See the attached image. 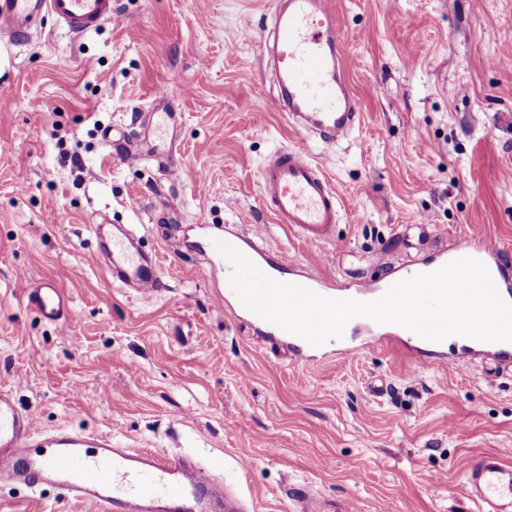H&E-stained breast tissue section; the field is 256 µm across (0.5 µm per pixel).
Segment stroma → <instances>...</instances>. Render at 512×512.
Masks as SVG:
<instances>
[{
    "instance_id": "35a3bbf8",
    "label": "stroma",
    "mask_w": 512,
    "mask_h": 512,
    "mask_svg": "<svg viewBox=\"0 0 512 512\" xmlns=\"http://www.w3.org/2000/svg\"><path fill=\"white\" fill-rule=\"evenodd\" d=\"M277 5L114 0L92 33L47 18L0 47V385L38 431L191 457L248 512H295L296 486L357 512H479L464 472L512 448V366L363 330L298 359L225 300L209 241L263 225L268 256L339 287L486 237L512 263V0H336L361 118L333 146L269 106ZM161 89L175 115L160 122L147 113ZM123 137L149 156L121 160ZM294 147L340 192L332 242L264 208L261 169ZM104 221L135 225L157 255L153 299L113 283L91 230ZM46 281L69 299L65 321L25 301ZM0 512L87 508L16 484L0 485Z\"/></svg>"
}]
</instances>
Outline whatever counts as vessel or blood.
<instances>
[{
    "label": "vessel or blood",
    "mask_w": 512,
    "mask_h": 512,
    "mask_svg": "<svg viewBox=\"0 0 512 512\" xmlns=\"http://www.w3.org/2000/svg\"><path fill=\"white\" fill-rule=\"evenodd\" d=\"M50 16L69 34L82 36L112 17V0H0V39L27 43L39 18ZM275 72L283 89L272 101L274 111L287 113L299 128H314L337 143L347 137L359 117V103L349 87L336 0H288L271 30ZM262 200L275 223L312 244L329 242L340 221L338 191L308 152L287 148L275 152L260 176ZM105 252L113 279L148 300L162 284L155 255L142 252L125 225L112 227ZM490 238L441 257V264L471 257L488 269L497 290L512 303V268L500 261ZM275 280L293 283L329 296L328 286L295 269L291 256L267 260ZM26 301L45 318L66 316L62 288L49 281L28 289ZM463 347L490 352L512 362V342L463 338ZM54 485L60 496L84 502L90 512H243L240 498L208 470L183 457L152 452L133 453L111 438L60 430L37 433L31 417L18 410L9 389L0 388V484L30 487ZM466 491L486 512H512V462L503 454L473 459L466 473ZM297 512H355L353 503L294 491Z\"/></svg>",
    "instance_id": "obj_1"
}]
</instances>
